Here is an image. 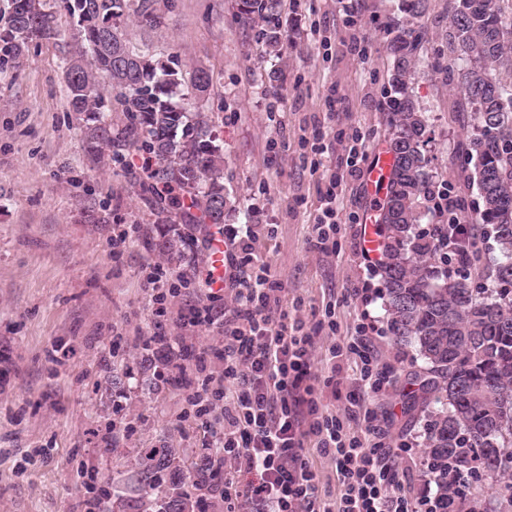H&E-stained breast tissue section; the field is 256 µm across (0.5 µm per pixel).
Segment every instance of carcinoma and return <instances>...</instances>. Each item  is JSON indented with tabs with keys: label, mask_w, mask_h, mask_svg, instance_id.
<instances>
[{
	"label": "carcinoma",
	"mask_w": 512,
	"mask_h": 512,
	"mask_svg": "<svg viewBox=\"0 0 512 512\" xmlns=\"http://www.w3.org/2000/svg\"><path fill=\"white\" fill-rule=\"evenodd\" d=\"M0 17V74L19 67L30 43L60 35L51 0H8ZM76 18L79 47L65 60L63 79L72 111L87 123L90 151L97 157L135 146L159 165L157 176L169 189L194 197L211 224L224 223V153L213 134V120L191 112L180 99L209 88L202 69L183 73L154 63L148 49L133 46L126 21L158 23L153 0H61ZM429 0H400L402 18L388 23L393 69L387 122L394 158L382 209L380 275L396 340L416 347L425 364L420 393L409 409L424 408V394L446 400L427 428L428 448L440 472L438 512H448V454L470 448L490 476L512 469V12L504 0H448V59L465 67L457 73L459 112L473 118L466 155L473 161L467 179L475 183L478 209L468 216L477 231L491 228L500 259L481 271L490 288H474L467 274L438 275L427 265L431 251L421 240L422 199L433 187L426 146L430 115L410 87L419 43L408 24L426 14ZM241 17L260 26L258 37L280 51L282 0H235ZM122 100L129 122L119 129L104 89ZM188 237H166L159 251L181 256ZM210 457L183 474L170 448L139 456L126 478L128 491L147 499L149 512H195V493L214 488Z\"/></svg>",
	"instance_id": "carcinoma-1"
}]
</instances>
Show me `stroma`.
Wrapping results in <instances>:
<instances>
[{
  "label": "stroma",
  "mask_w": 512,
  "mask_h": 512,
  "mask_svg": "<svg viewBox=\"0 0 512 512\" xmlns=\"http://www.w3.org/2000/svg\"><path fill=\"white\" fill-rule=\"evenodd\" d=\"M155 8L160 24L128 20V37L149 45L165 66L208 71L206 95L190 98L188 108L212 117L224 146L232 203L225 223L257 225L253 250L306 327L334 305L335 332L315 335L317 368L326 369L332 345L354 335L360 315L374 324L378 355L395 368L382 401L396 416L390 435L418 439L397 468L405 490L422 495L430 415L405 409L417 351L394 345L380 277L356 253L374 197L365 174L350 173L344 151L356 137L369 154L389 143L383 91L392 57L384 24L397 15L398 0H353L347 14L336 0H284L278 55L266 52L234 0H155ZM57 19L58 38L32 44L17 72L0 74V512H86L88 467L108 494L102 512H139L123 484L139 452L166 444L188 464L209 435L161 352L144 349L141 338L158 333L195 353L219 350L222 337L183 331L179 317L206 304L223 310L224 300L208 299L207 253L193 246L168 270L192 273L196 284L168 297L165 316H154L146 267L159 262L164 233L196 227L185 208L141 192L142 151L126 148L119 162L94 159L63 81L72 22L62 10ZM447 26L448 0H430L416 23L422 44L411 89L432 114L426 155L435 190H455L472 208L477 191L463 178L469 163L461 151L471 120L450 109L458 89L447 79ZM358 38L360 55L352 50ZM272 70L280 73L274 84ZM333 177L341 230L328 257L311 240ZM89 189L107 203L104 223L84 217ZM131 224L139 232L116 243ZM356 288L367 301L352 298ZM463 492L489 512H512V491L484 473L466 477Z\"/></svg>",
  "instance_id": "35a3bbf8"
}]
</instances>
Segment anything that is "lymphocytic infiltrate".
Listing matches in <instances>:
<instances>
[{
    "label": "lymphocytic infiltrate",
    "instance_id": "1",
    "mask_svg": "<svg viewBox=\"0 0 512 512\" xmlns=\"http://www.w3.org/2000/svg\"><path fill=\"white\" fill-rule=\"evenodd\" d=\"M204 241L224 238V289L233 307L229 314L210 307L192 309L183 317L185 328L216 329L224 338L218 358L219 374L207 372L205 358L186 364L174 353L165 362L180 379L196 376L195 415L206 418L211 405H224V417L210 427L213 464L233 462L248 482L225 495L227 512L238 505L250 512H437V500L402 492L396 466L409 441L390 448L376 441L378 415L371 404L391 381L393 366L380 363L366 325L344 345L333 346L332 358L353 359L359 371L356 392L343 413L326 416L318 403V369L314 339L291 319L278 294L269 265L251 252V225H202ZM472 225L433 227L430 248L448 251L465 267L480 255ZM360 435L348 433L350 425ZM330 457L341 486L335 504L318 500L317 474L306 456L307 446Z\"/></svg>",
    "mask_w": 512,
    "mask_h": 512
}]
</instances>
